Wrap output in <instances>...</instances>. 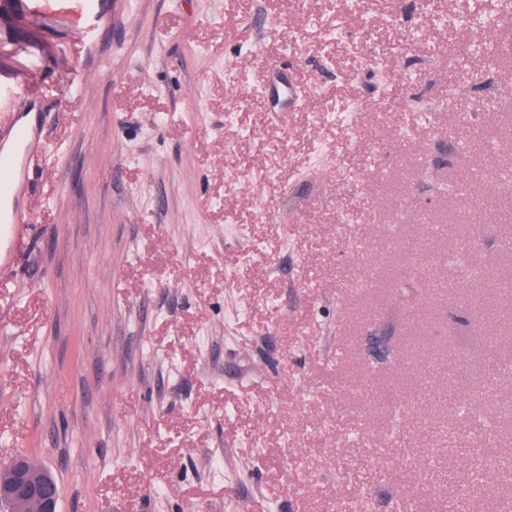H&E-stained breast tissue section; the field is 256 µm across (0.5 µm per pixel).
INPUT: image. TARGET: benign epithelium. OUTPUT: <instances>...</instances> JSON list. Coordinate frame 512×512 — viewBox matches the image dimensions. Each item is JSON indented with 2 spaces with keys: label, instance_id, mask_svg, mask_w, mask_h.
Instances as JSON below:
<instances>
[{
  "label": "benign epithelium",
  "instance_id": "benign-epithelium-1",
  "mask_svg": "<svg viewBox=\"0 0 512 512\" xmlns=\"http://www.w3.org/2000/svg\"><path fill=\"white\" fill-rule=\"evenodd\" d=\"M11 469L10 484L0 485V512H24L27 501L36 504V512H59L60 492L54 480L36 476L24 457L15 459Z\"/></svg>",
  "mask_w": 512,
  "mask_h": 512
}]
</instances>
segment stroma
<instances>
[{
  "label": "stroma",
  "instance_id": "35a3bbf8",
  "mask_svg": "<svg viewBox=\"0 0 512 512\" xmlns=\"http://www.w3.org/2000/svg\"><path fill=\"white\" fill-rule=\"evenodd\" d=\"M64 2L0 0V71L42 52L0 147L31 112L46 145L0 247V465L38 456L60 512H452L473 469L465 512L512 499L421 400L512 360V293L494 340L476 305L512 274L508 0ZM0 244L7 241L15 247H20L24 242L28 224L19 223L13 214L1 212Z\"/></svg>",
  "mask_w": 512,
  "mask_h": 512
}]
</instances>
